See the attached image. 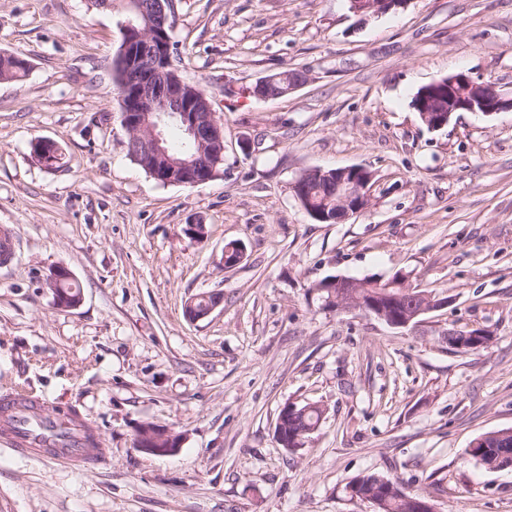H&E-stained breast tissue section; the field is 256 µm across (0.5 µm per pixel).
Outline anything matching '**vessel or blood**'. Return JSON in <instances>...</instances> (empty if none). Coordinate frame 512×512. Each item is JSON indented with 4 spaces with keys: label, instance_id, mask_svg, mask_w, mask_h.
Listing matches in <instances>:
<instances>
[{
    "label": "vessel or blood",
    "instance_id": "vessel-or-blood-1",
    "mask_svg": "<svg viewBox=\"0 0 512 512\" xmlns=\"http://www.w3.org/2000/svg\"><path fill=\"white\" fill-rule=\"evenodd\" d=\"M17 256V237L14 230L0 226V268L12 266ZM46 400L28 392L16 390L0 395V441L16 452L46 457L72 467H95L102 453L87 446L85 438L95 429L87 419L75 422L72 432L62 440L53 439L39 423L28 416L30 409H44Z\"/></svg>",
    "mask_w": 512,
    "mask_h": 512
}]
</instances>
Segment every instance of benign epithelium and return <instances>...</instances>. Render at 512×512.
<instances>
[{"label": "benign epithelium", "mask_w": 512, "mask_h": 512, "mask_svg": "<svg viewBox=\"0 0 512 512\" xmlns=\"http://www.w3.org/2000/svg\"><path fill=\"white\" fill-rule=\"evenodd\" d=\"M407 0H349L351 12L360 19L370 15L386 14L405 4ZM152 23L147 29L138 25L144 7L136 0L132 3L133 18L121 26L122 54L127 63V73L122 84V122L129 133L131 156L142 163L149 175L168 185L196 186L212 180L217 164L224 160V130L216 119L206 94H192L193 87L185 82L174 68L171 55L170 32L173 30V0H148ZM305 82V76L295 77L281 73L258 79L245 89L244 94L260 99L281 97ZM429 90L448 97V112L431 113L426 101L414 105L415 110L428 128L440 129L448 124L456 112H480L491 115L504 110L512 111V98L497 94L488 99L482 96L483 84L465 75L446 76L427 84ZM182 127L187 140L193 145L192 154L176 158L168 154L164 131L170 124ZM365 169L346 167L331 172L311 169L295 182L294 192L298 200L306 202L303 184L313 179H333L331 192L335 198L336 213L308 208V214L316 221L343 222L362 212L368 205V179ZM419 307L404 315L391 314L380 303L342 296L330 304L337 311L360 309L365 314L394 328H406L419 322V318L434 310L448 306L449 297H433L430 294L414 296ZM223 302L219 294L205 308L195 306L190 300L184 314L188 321L207 318ZM183 439H174L172 429L158 426L153 431L136 433L134 446L152 456H171L182 446Z\"/></svg>", "instance_id": "benign-epithelium-1"}]
</instances>
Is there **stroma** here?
I'll return each instance as SVG.
<instances>
[{"mask_svg": "<svg viewBox=\"0 0 512 512\" xmlns=\"http://www.w3.org/2000/svg\"><path fill=\"white\" fill-rule=\"evenodd\" d=\"M173 64L224 128V171L164 185L127 153L112 60L129 0H0V225L17 259L0 270V391L73 407L101 434L95 468L0 445V512H373L346 496L376 473L435 512H512V469L468 454L512 428V111L455 113L439 130L416 91L463 74L512 96V0H408L359 20L348 0H174ZM304 71L287 95H245ZM53 141L58 168L35 159ZM359 166L369 204L313 220L293 184ZM205 225L208 238L188 233ZM245 247L224 269L225 244ZM67 267L82 301L45 284ZM450 296L408 328L325 308L333 276L389 278ZM223 302L192 323L187 301ZM490 343L449 349V327ZM324 414L304 448L278 442L289 403ZM146 422L182 432L170 457L138 451ZM72 278L70 271L62 266H57L53 268L47 279L52 283H60L61 281L69 280ZM63 288H75V291L71 293L75 295L80 292V287L72 281H65L60 286H56L58 291L55 294L54 304L58 309H71L77 307L81 302V294L78 296H71L69 293L65 292Z\"/></svg>", "mask_w": 512, "mask_h": 512, "instance_id": "obj_1", "label": "stroma"}]
</instances>
